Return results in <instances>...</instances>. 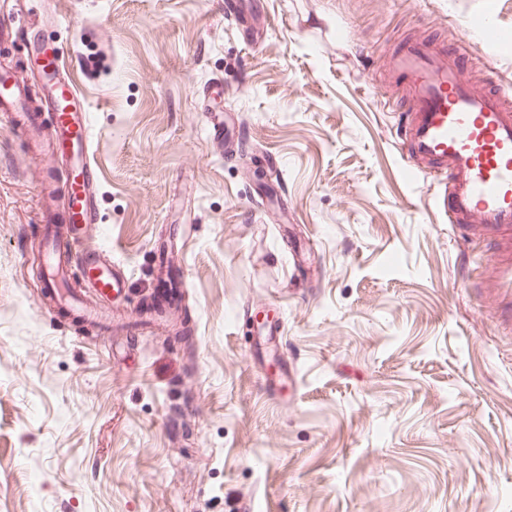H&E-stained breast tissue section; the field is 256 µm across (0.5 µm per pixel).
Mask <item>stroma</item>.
Returning a JSON list of instances; mask_svg holds the SVG:
<instances>
[{
	"mask_svg": "<svg viewBox=\"0 0 512 512\" xmlns=\"http://www.w3.org/2000/svg\"><path fill=\"white\" fill-rule=\"evenodd\" d=\"M38 0L0 11L63 50L99 169L88 242L138 317L173 227L189 340L84 334L38 286L34 146L0 123V512H512V319L491 265L395 139L386 59L463 44L512 79V0ZM224 88L221 103L203 94ZM234 133L216 145L204 114ZM272 377L265 389L264 377Z\"/></svg>",
	"mask_w": 512,
	"mask_h": 512,
	"instance_id": "1",
	"label": "stroma"
}]
</instances>
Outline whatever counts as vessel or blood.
Masks as SVG:
<instances>
[{
	"mask_svg": "<svg viewBox=\"0 0 512 512\" xmlns=\"http://www.w3.org/2000/svg\"><path fill=\"white\" fill-rule=\"evenodd\" d=\"M39 55L50 120H43L24 81L6 69L0 70V115L30 131L49 129L53 152L72 159L61 184L42 190L46 237L39 286L57 294L66 315L97 320L103 305L121 297L127 274L111 254L81 247L87 225L97 219L99 192L86 112L76 87L62 77V52L43 49ZM461 55L440 42L409 40L396 49L388 74L406 104L396 136L410 167L436 180L435 208L462 228L477 221L480 235L495 241V257L504 266L497 287L512 311V84L476 86ZM75 273L94 288L96 300L71 291Z\"/></svg>",
	"mask_w": 512,
	"mask_h": 512,
	"instance_id": "b4317fda",
	"label": "vessel or blood"
}]
</instances>
